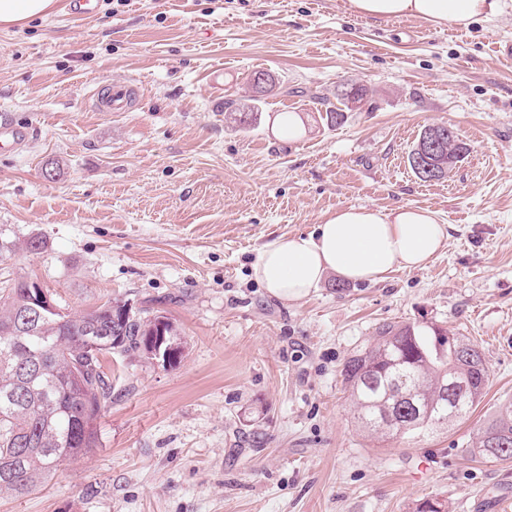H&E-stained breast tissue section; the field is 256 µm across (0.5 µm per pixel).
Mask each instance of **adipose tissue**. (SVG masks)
Listing matches in <instances>:
<instances>
[{
    "label": "adipose tissue",
    "instance_id": "1",
    "mask_svg": "<svg viewBox=\"0 0 512 512\" xmlns=\"http://www.w3.org/2000/svg\"><path fill=\"white\" fill-rule=\"evenodd\" d=\"M350 12L375 19L414 17L435 25L466 27L502 8L501 0H347ZM448 230L431 211L402 205L389 211L341 207L313 233L264 244L253 265L272 297L288 302L307 296L327 274L354 283H376L398 269L426 266Z\"/></svg>",
    "mask_w": 512,
    "mask_h": 512
}]
</instances>
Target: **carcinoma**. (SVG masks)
I'll use <instances>...</instances> for the list:
<instances>
[{
	"mask_svg": "<svg viewBox=\"0 0 512 512\" xmlns=\"http://www.w3.org/2000/svg\"><path fill=\"white\" fill-rule=\"evenodd\" d=\"M275 85L252 96V105L224 113L228 124L245 128L253 121L254 104ZM367 91L337 96L326 119L336 123L360 107ZM466 153L459 137L440 144L437 160L458 163ZM27 281L0 287V498L26 495L51 480L67 459L89 454L98 444L99 419L112 402L105 361L118 349L147 352L153 332L151 311L131 316L122 300L109 299L80 314L59 312L40 317L26 330L17 322L28 311ZM102 332L103 347L91 363L83 361L91 328ZM121 329V346H112V329ZM358 419L382 435L415 437L465 418L481 399L489 380L482 353L460 336L448 341L443 330L417 322L378 328L374 345L348 358L341 369ZM453 378L468 382L450 404L443 386ZM475 456L512 459V404L481 428Z\"/></svg>",
	"mask_w": 512,
	"mask_h": 512,
	"instance_id": "carcinoma-1",
	"label": "carcinoma"
}]
</instances>
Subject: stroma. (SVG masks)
Wrapping results in <instances>:
<instances>
[{
	"label": "stroma",
	"instance_id": "obj_1",
	"mask_svg": "<svg viewBox=\"0 0 512 512\" xmlns=\"http://www.w3.org/2000/svg\"><path fill=\"white\" fill-rule=\"evenodd\" d=\"M462 28L359 18L346 0H99L73 18L0 29V279L39 282L66 312L111 298L181 333L177 363L112 355V402L91 453L0 512H503L512 461L471 455L512 404V0ZM257 70L277 80L248 129L224 121ZM132 80L127 112L92 107ZM367 101L328 124L343 86ZM302 125L275 130L282 114ZM468 151L426 182L408 154L429 125ZM411 204L449 237L425 268L375 284L328 276L295 302L253 274L259 248L336 209ZM468 337L490 378L470 416L427 435L358 424L340 370L380 326Z\"/></svg>",
	"mask_w": 512,
	"mask_h": 512
}]
</instances>
